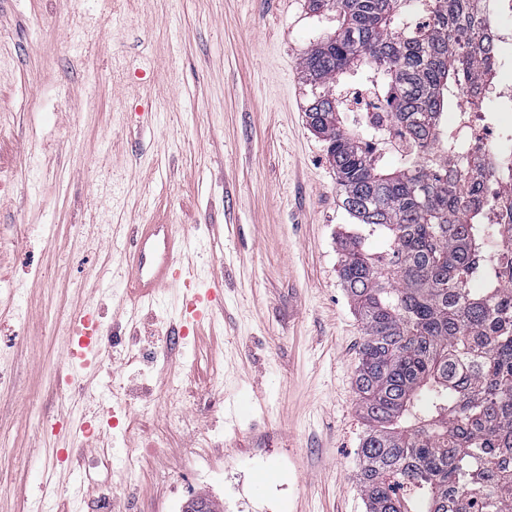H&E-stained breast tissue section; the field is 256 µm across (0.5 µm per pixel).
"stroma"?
Wrapping results in <instances>:
<instances>
[{
	"instance_id": "obj_1",
	"label": "stroma",
	"mask_w": 512,
	"mask_h": 512,
	"mask_svg": "<svg viewBox=\"0 0 512 512\" xmlns=\"http://www.w3.org/2000/svg\"><path fill=\"white\" fill-rule=\"evenodd\" d=\"M0 0V287L22 284L26 322L0 318V512H26L56 446L41 420L98 412L101 394L59 390L69 323L111 325L106 359L135 401L128 435L94 430L54 481V512H366L356 484L366 420L354 378L362 325L342 288L337 236L350 221L324 142L306 124L300 64L338 27L307 0ZM120 224H175L217 288L201 337L175 341L165 296L135 322L128 289L90 294L119 260ZM224 227L214 250L212 225ZM190 392L200 442L167 418Z\"/></svg>"
}]
</instances>
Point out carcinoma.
<instances>
[{
	"label": "carcinoma",
	"instance_id": "cac0c4a2",
	"mask_svg": "<svg viewBox=\"0 0 512 512\" xmlns=\"http://www.w3.org/2000/svg\"><path fill=\"white\" fill-rule=\"evenodd\" d=\"M307 2L341 18L301 72L358 225L339 237V278L363 325L367 512H512V136L490 195L483 148L445 122L471 87L473 112L512 103L486 37L495 0ZM356 86L389 111H353Z\"/></svg>",
	"mask_w": 512,
	"mask_h": 512
}]
</instances>
